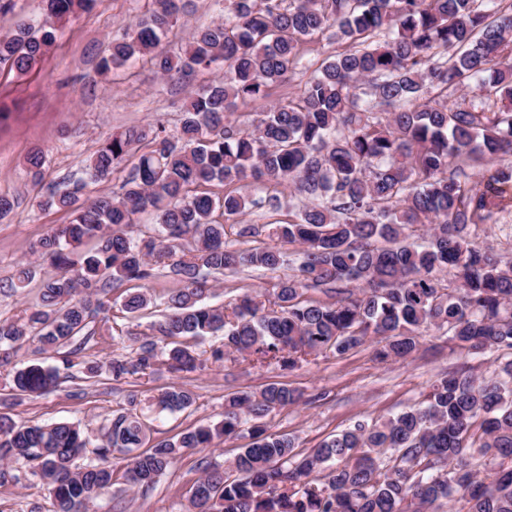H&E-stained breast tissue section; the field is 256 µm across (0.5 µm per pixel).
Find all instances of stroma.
<instances>
[{"label": "stroma", "mask_w": 512, "mask_h": 512, "mask_svg": "<svg viewBox=\"0 0 512 512\" xmlns=\"http://www.w3.org/2000/svg\"><path fill=\"white\" fill-rule=\"evenodd\" d=\"M145 10L146 0H98L91 12L71 18L60 28L52 51L28 73L0 70V195L14 202L11 213L0 219L1 320L15 319L37 304L43 282L56 273L53 266L43 262L26 288L12 286L17 265L30 260L33 246L52 227L70 220L66 212L39 209L38 197L55 183L79 174L113 131L156 123L177 131L184 119L183 103L188 93L224 79L220 69L202 71L185 80L169 79L139 63L100 75L98 64L109 41ZM219 17L215 0H188L177 27L164 42L165 49L177 50L197 28ZM307 79V72L295 71L272 86L267 99L239 107V126L248 127L257 113L294 96ZM37 150L46 159L45 178L38 185L26 163ZM296 272L293 265L274 274L241 267L238 272L217 276L211 301L224 305L245 292L270 298L278 279ZM176 286L167 271H159L146 285L154 305L133 322L119 307L124 287L115 288L109 316L121 335L83 354L84 359L101 365L100 376L85 378L75 367L62 371L53 391L28 397L15 395L6 376L1 375L0 412L19 424L77 423L94 435L113 416L127 411L131 400L142 401L167 387L185 385L195 394L193 405L151 420L158 436L171 437L222 420L224 398L229 393L257 391L272 382H285L302 391L303 399L298 405L270 413L265 422L269 432L292 437L297 451L306 453L356 423L421 404L431 384L443 374L465 371L497 378L502 366L512 360V350L476 355L432 329L417 354L405 361H375V345L369 342L347 357L321 356L288 371L274 363L253 367L233 356L213 362L210 351L220 340L210 337L196 347L202 366L195 372L174 375L163 371L150 377L113 379L108 369L111 360L134 356L139 339L152 335L154 324L165 312L167 295ZM249 441L244 433L215 439L209 448L187 450L148 488L127 486L121 476L122 462L113 460L114 484L93 501L89 512H186V492L199 475V462L224 463ZM52 509L53 500L37 477H27L17 486L0 487V512Z\"/></svg>", "instance_id": "stroma-1"}]
</instances>
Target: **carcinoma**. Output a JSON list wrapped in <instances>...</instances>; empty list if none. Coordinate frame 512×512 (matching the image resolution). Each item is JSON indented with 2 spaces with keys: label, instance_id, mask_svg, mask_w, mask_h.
<instances>
[{
  "label": "carcinoma",
  "instance_id": "obj_1",
  "mask_svg": "<svg viewBox=\"0 0 512 512\" xmlns=\"http://www.w3.org/2000/svg\"><path fill=\"white\" fill-rule=\"evenodd\" d=\"M147 13L113 38L102 74L145 61L162 76H190L215 65L224 81L192 92L176 133L162 125L108 136L82 175L41 196V209L71 219L35 249L57 274L40 303L0 321V365L24 345L61 355L69 346L99 344L110 334L108 295L125 281H150L167 267L180 284L157 325L158 337L136 355L114 359L115 379L193 372L207 336L224 338L211 358L236 352L253 366L293 369L308 358L341 357L372 341L381 362L405 360L434 327L473 354L512 349V256L472 240L471 229L512 214V163L467 172L487 158L512 154V4L505 0H225L224 21L197 29L177 52L161 48L184 0H148ZM97 0H46L36 24L0 33V69L25 73L54 45L56 32ZM332 31L341 50L324 59L298 95L258 113L253 129L231 120L240 105L269 96L270 87L303 65L298 44ZM475 85L478 99L447 105L448 89ZM436 96H426V90ZM391 108L387 116L377 111ZM147 142L118 191L92 199L88 187L117 173L134 147ZM218 182L219 196L204 190ZM250 184L291 187L309 203L269 237L303 248L299 274L275 285L270 306L251 293L231 311L206 303V275L243 266L276 272L286 263L275 245L240 249L226 222L276 195L250 199ZM154 213V227L139 215ZM224 221L215 219V213ZM430 225L428 239L410 230ZM453 272L456 286L438 273ZM361 284L359 292L342 288ZM335 294L332 302L307 296ZM153 303L127 293L122 310L134 320ZM57 367L27 364L10 376L18 396L56 387ZM303 394L286 383L225 396L224 418L151 441L148 419L112 418L92 444L76 423L25 425L0 413V461L28 464L46 485L54 512H88L112 488L114 470L149 487L189 448L235 436L250 421L251 442L227 466L208 462L189 489L193 512H434L459 495L468 512H512V386L452 372L430 386L422 405L357 423L308 453L263 419ZM161 411L192 406L194 393L171 386L153 397ZM94 455L86 464L75 460ZM324 474L321 485L310 480Z\"/></svg>",
  "mask_w": 512,
  "mask_h": 512
}]
</instances>
